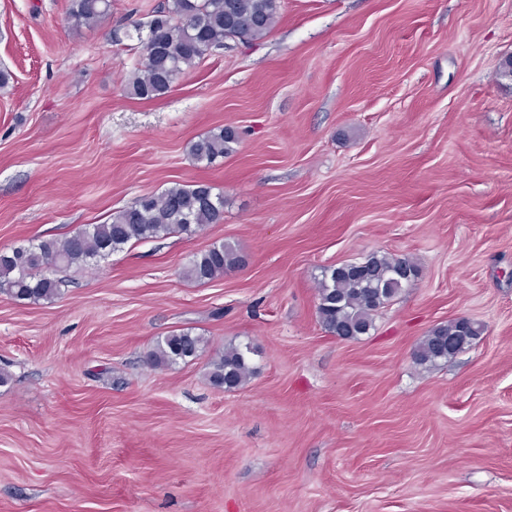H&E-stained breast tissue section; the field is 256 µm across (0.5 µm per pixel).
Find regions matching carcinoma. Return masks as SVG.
I'll return each mask as SVG.
<instances>
[{"label": "carcinoma", "mask_w": 512, "mask_h": 512, "mask_svg": "<svg viewBox=\"0 0 512 512\" xmlns=\"http://www.w3.org/2000/svg\"><path fill=\"white\" fill-rule=\"evenodd\" d=\"M112 0H71L74 29L94 27L111 11ZM280 0H165L136 27L142 44L125 82L127 94L140 99L165 96L173 84L206 55L228 40L257 43L274 28ZM237 132L217 127L190 142L198 164L210 166L236 152ZM224 218V194L207 183L173 184L159 193H145L112 213L103 224H86L71 235L45 238L0 252V292L19 300L48 301L57 294L54 274L61 268H93L128 245L172 234L193 235ZM244 257L229 243H214L197 254L184 278L208 283L242 265ZM418 275L409 257L372 252L359 261L327 266L316 278L317 316L336 336L357 339L374 328L376 313ZM485 326L453 319L431 328L413 350L414 360L434 367L472 345ZM208 340L190 330L173 331L157 340L146 356L152 369L186 363L201 356ZM249 344L230 345L207 363L210 383L226 389L247 382L253 372Z\"/></svg>", "instance_id": "obj_1"}]
</instances>
